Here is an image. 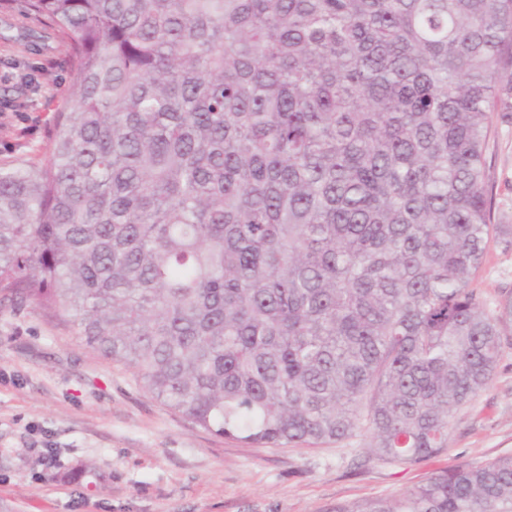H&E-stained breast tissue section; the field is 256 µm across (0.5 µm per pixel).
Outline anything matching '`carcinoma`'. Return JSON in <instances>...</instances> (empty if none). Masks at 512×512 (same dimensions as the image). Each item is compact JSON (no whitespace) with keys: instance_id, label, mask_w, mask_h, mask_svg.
Masks as SVG:
<instances>
[{"instance_id":"obj_1","label":"carcinoma","mask_w":512,"mask_h":512,"mask_svg":"<svg viewBox=\"0 0 512 512\" xmlns=\"http://www.w3.org/2000/svg\"><path fill=\"white\" fill-rule=\"evenodd\" d=\"M70 41L49 158L0 166V294L196 426L439 455L512 340L470 288L512 0H20ZM336 512H512V455Z\"/></svg>"}]
</instances>
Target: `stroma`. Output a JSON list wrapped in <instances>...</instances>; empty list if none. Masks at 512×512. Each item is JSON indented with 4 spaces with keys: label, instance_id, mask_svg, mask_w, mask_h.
I'll return each mask as SVG.
<instances>
[{
    "label": "stroma",
    "instance_id": "1",
    "mask_svg": "<svg viewBox=\"0 0 512 512\" xmlns=\"http://www.w3.org/2000/svg\"><path fill=\"white\" fill-rule=\"evenodd\" d=\"M66 55L0 10V162L46 160L71 90ZM498 96L485 159L492 221L512 225V67ZM470 286L490 309L512 290V235L491 238ZM366 442L256 448L204 430L79 346L72 324L31 302L0 304V512H334L396 497L437 470L512 454V344L439 456L388 463Z\"/></svg>",
    "mask_w": 512,
    "mask_h": 512
}]
</instances>
